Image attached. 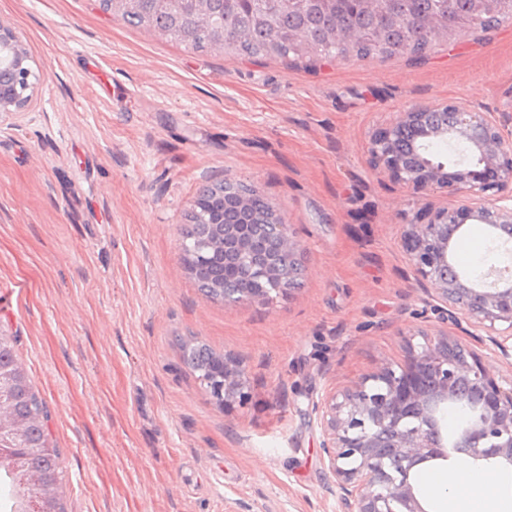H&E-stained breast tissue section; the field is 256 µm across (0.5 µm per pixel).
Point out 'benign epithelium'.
Masks as SVG:
<instances>
[{
	"mask_svg": "<svg viewBox=\"0 0 512 512\" xmlns=\"http://www.w3.org/2000/svg\"><path fill=\"white\" fill-rule=\"evenodd\" d=\"M124 17L142 0H106ZM199 22H210L214 0H176ZM0 112L17 113L32 98L33 71L12 28L0 23ZM370 163L397 185L426 196L444 194L455 204L435 210L425 222L405 225L402 247L425 303L442 328L434 337L407 344L405 363H386L338 389L326 388L316 402L321 457L334 478L344 512H428L418 498L415 468L462 454L474 462L512 468V376L497 380L481 351L512 362V268L479 278L457 274L454 246L467 222L490 236L512 240V138L487 112L455 103L432 102L396 113L372 133ZM224 198L199 196L194 207L213 228L224 227V252L236 257L224 269L231 278H258L276 288H250L240 302L267 304L286 295L292 265L302 246L290 225L271 208L280 230L279 260L256 269L245 263L252 251L247 228L224 223ZM453 326L475 345L448 333ZM245 370L224 357V403L247 397ZM468 403V420L448 441L442 413L448 404ZM22 424L0 404V432L21 433Z\"/></svg>",
	"mask_w": 512,
	"mask_h": 512,
	"instance_id": "benign-epithelium-1",
	"label": "benign epithelium"
}]
</instances>
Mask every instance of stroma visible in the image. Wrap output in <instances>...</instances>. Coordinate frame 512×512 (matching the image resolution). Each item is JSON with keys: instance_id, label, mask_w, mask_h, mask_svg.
<instances>
[{"instance_id": "35a3bbf8", "label": "stroma", "mask_w": 512, "mask_h": 512, "mask_svg": "<svg viewBox=\"0 0 512 512\" xmlns=\"http://www.w3.org/2000/svg\"><path fill=\"white\" fill-rule=\"evenodd\" d=\"M37 76L0 117V325L50 411L64 512H341L320 456L323 390L404 362L433 330L401 233L424 200L372 170L370 134L448 100L512 133V24L421 60L309 64L197 51L98 0H0ZM229 179L303 246L298 289L268 305L197 288L181 228ZM477 276L511 255L468 227ZM238 359L248 397L217 404L182 361Z\"/></svg>"}]
</instances>
